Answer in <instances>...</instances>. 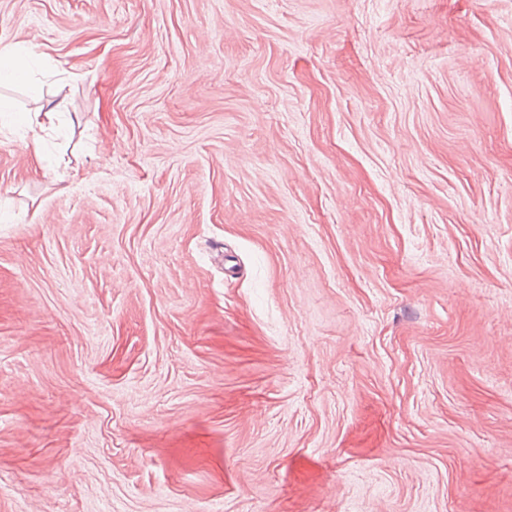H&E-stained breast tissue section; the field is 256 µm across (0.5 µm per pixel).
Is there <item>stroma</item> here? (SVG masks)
Here are the masks:
<instances>
[{
    "mask_svg": "<svg viewBox=\"0 0 512 512\" xmlns=\"http://www.w3.org/2000/svg\"><path fill=\"white\" fill-rule=\"evenodd\" d=\"M0 512H512V0H0ZM37 66L30 47H11L0 52V84L25 82ZM59 108L60 105H57V108L45 110L44 106H41L34 111H25L24 121L30 132V142L27 146H31L35 152H38L41 147L44 133L52 130L53 121L60 112Z\"/></svg>",
    "mask_w": 512,
    "mask_h": 512,
    "instance_id": "stroma-1",
    "label": "stroma"
}]
</instances>
